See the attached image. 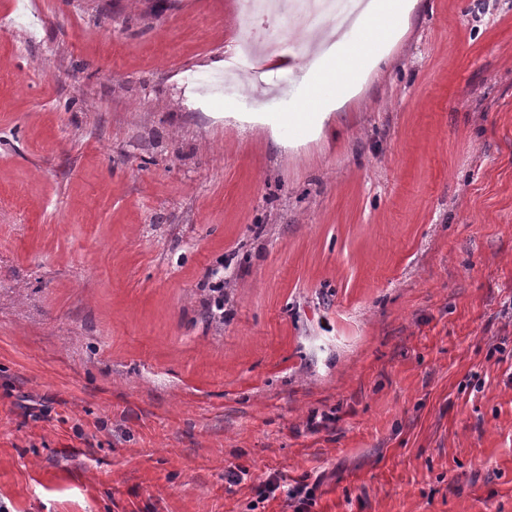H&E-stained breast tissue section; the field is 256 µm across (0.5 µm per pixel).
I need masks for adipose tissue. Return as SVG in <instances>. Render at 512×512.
Returning a JSON list of instances; mask_svg holds the SVG:
<instances>
[{"label":"adipose tissue","mask_w":512,"mask_h":512,"mask_svg":"<svg viewBox=\"0 0 512 512\" xmlns=\"http://www.w3.org/2000/svg\"><path fill=\"white\" fill-rule=\"evenodd\" d=\"M416 3L417 0H368L351 29L337 37L321 56L317 100L300 97L294 101L292 109L297 117L288 127L290 134H305L314 103H329L338 109L356 95L363 74L380 66L407 30Z\"/></svg>","instance_id":"obj_1"}]
</instances>
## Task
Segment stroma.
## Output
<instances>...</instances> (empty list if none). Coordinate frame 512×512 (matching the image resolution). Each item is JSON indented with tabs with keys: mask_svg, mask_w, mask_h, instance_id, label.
<instances>
[{
	"mask_svg": "<svg viewBox=\"0 0 512 512\" xmlns=\"http://www.w3.org/2000/svg\"><path fill=\"white\" fill-rule=\"evenodd\" d=\"M237 16L0 24V512H512V0H419L300 137L303 71H206ZM292 110V112H300L299 116L295 119V121L288 126V123L285 126V131L295 135V136H301L305 134L307 131L308 125H309V118L308 113L309 112H327L323 111L321 109H318L316 111L313 107V101L312 99H305L303 97L297 98L291 108L289 110ZM281 478L277 475H269V477L266 479L265 483V489L269 494H271L273 497L275 496V492L278 490H283L285 493V496L288 501V497L291 499L299 498L298 502L299 505L296 506V509L298 512L303 510L307 505L310 504V492L308 491L307 484H298L296 487L293 488V490L288 491L287 489H284V485H281ZM304 495V496H303Z\"/></svg>",
	"mask_w": 512,
	"mask_h": 512,
	"instance_id": "stroma-1",
	"label": "stroma"
}]
</instances>
